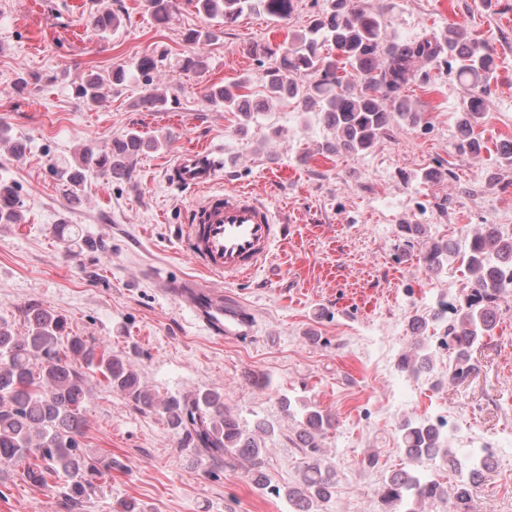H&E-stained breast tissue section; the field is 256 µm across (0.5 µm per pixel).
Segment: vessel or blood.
<instances>
[{"mask_svg": "<svg viewBox=\"0 0 512 512\" xmlns=\"http://www.w3.org/2000/svg\"><path fill=\"white\" fill-rule=\"evenodd\" d=\"M221 168V158L201 149L182 152L171 167L173 183L205 190L180 228L181 245L204 276H165L159 283L162 294L210 335L239 341L252 335L256 320L245 306L229 301L223 285L259 269L288 227L251 191L218 187Z\"/></svg>", "mask_w": 512, "mask_h": 512, "instance_id": "1", "label": "vessel or blood"}]
</instances>
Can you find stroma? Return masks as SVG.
<instances>
[{"label": "stroma", "mask_w": 512, "mask_h": 512, "mask_svg": "<svg viewBox=\"0 0 512 512\" xmlns=\"http://www.w3.org/2000/svg\"><path fill=\"white\" fill-rule=\"evenodd\" d=\"M383 3L387 33L400 40L458 25L492 47L497 78L481 125L482 162L456 148L464 85L426 66L407 91L422 123L387 131L364 154L327 152L331 132L290 100L243 130L236 113L207 107L203 89L212 84L244 80L259 99L256 79L271 65L259 45L289 40L326 0H295L294 14L281 22L243 14L197 47L185 35L210 21L190 0H177L162 24L146 0H0V126L25 145L16 157L0 144V179L15 187L23 214L21 223L0 224V322L24 332L25 307L39 305L64 318L68 335L127 353L142 385L159 396L220 390L243 428L273 426L263 469L275 486L293 485L303 461L297 420L281 398L334 414L336 428L318 439L336 468L323 512H381L383 478L411 467L399 449L400 424L448 416L462 462L471 442L503 443L473 498L479 512H512V296L499 306L495 336L473 353L475 375L441 386L410 379L406 399L392 382L413 341L410 317L432 315L441 295L460 297L469 287L457 264L426 275L420 237L404 225L457 240L512 215V169L495 161L497 142L512 139V0ZM105 10L118 12L121 24L102 34L90 19ZM195 50L204 71H162L165 111L135 108L141 88L134 78L105 87L93 107L74 94L88 74L134 69L149 53ZM23 74L30 82L19 91L14 83ZM132 129L169 145L139 155L125 178H91L82 200H72L50 163L73 160L84 140L102 145ZM192 148L222 151L221 185L252 191L288 226L270 262L224 287L257 314L247 340L209 336L145 277L149 265L173 277L201 275L178 238L198 194L169 178L177 152ZM431 170L443 178H428ZM371 330L387 334L386 356L366 350ZM89 379L83 443L111 461L112 474L80 512H115L122 502L138 512H289L284 496L256 489L244 468L200 461L159 415L113 393L100 374ZM370 453L378 457L373 468L363 463ZM58 501L55 489L30 486L13 471L0 475V512H63Z\"/></svg>", "instance_id": "35a3bbf8"}]
</instances>
